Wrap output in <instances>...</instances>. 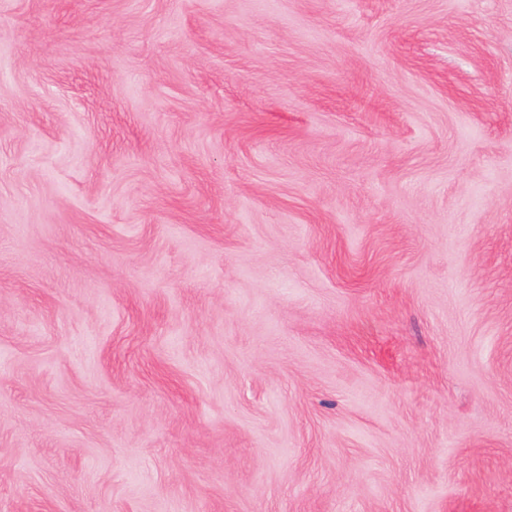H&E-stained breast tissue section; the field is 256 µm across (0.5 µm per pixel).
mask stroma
Here are the masks:
<instances>
[{
    "instance_id": "1",
    "label": "stroma",
    "mask_w": 512,
    "mask_h": 512,
    "mask_svg": "<svg viewBox=\"0 0 512 512\" xmlns=\"http://www.w3.org/2000/svg\"><path fill=\"white\" fill-rule=\"evenodd\" d=\"M0 512H512V0H0Z\"/></svg>"
}]
</instances>
